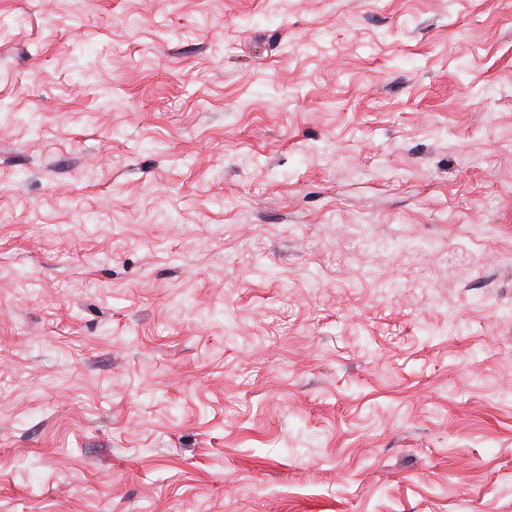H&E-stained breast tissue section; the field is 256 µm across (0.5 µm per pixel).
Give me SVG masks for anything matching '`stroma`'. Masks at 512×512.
I'll list each match as a JSON object with an SVG mask.
<instances>
[{
  "mask_svg": "<svg viewBox=\"0 0 512 512\" xmlns=\"http://www.w3.org/2000/svg\"><path fill=\"white\" fill-rule=\"evenodd\" d=\"M1 17L0 512H512V0Z\"/></svg>",
  "mask_w": 512,
  "mask_h": 512,
  "instance_id": "1",
  "label": "stroma"
}]
</instances>
